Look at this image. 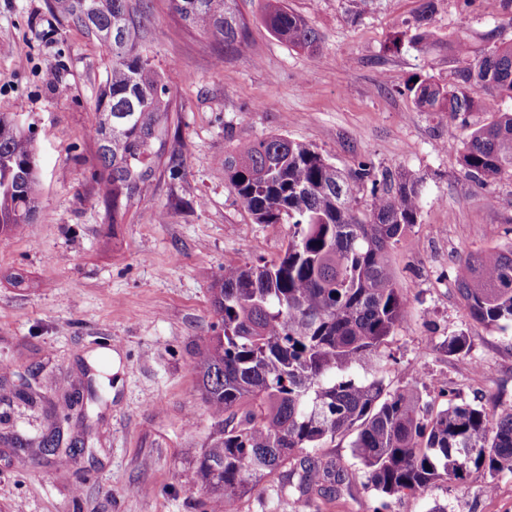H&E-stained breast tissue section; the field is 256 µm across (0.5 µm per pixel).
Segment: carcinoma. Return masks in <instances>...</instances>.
Listing matches in <instances>:
<instances>
[{
  "mask_svg": "<svg viewBox=\"0 0 512 512\" xmlns=\"http://www.w3.org/2000/svg\"><path fill=\"white\" fill-rule=\"evenodd\" d=\"M234 0H169L197 30L240 55L250 53ZM487 13L512 26V0H484ZM434 0H423L408 24L411 47L429 48ZM53 11L108 45L106 78L92 111L97 144L94 179L111 224H121L131 201L152 195L169 129L172 91L150 58L144 0H54ZM273 35L307 52L320 37L285 0H267ZM451 50L458 63L447 89L427 79L407 91L426 112H446L463 134L465 176L485 183L512 174V41L480 53L466 34ZM492 121L475 125L474 112ZM112 120V137L105 139ZM224 174L242 207L258 224L289 225L275 260L228 264L216 277L211 305L220 331L197 349L193 370L217 429L198 459L204 512H233L234 503L263 482L305 502L351 493L344 470L310 451L337 437L365 471L366 487L381 495L421 493L439 480H461L470 468L512 474V410L495 417L482 406L427 410L418 384L393 390L383 379L359 380L355 370L378 372L385 340L406 320L407 298L391 264L393 249L418 223L415 184L370 159L345 172L318 149L278 133L237 147L224 157ZM32 126L0 112V237L32 223L39 195ZM471 317L501 330L512 325V248L466 256L457 279ZM465 357L466 336L443 340ZM56 427L38 440L56 453Z\"/></svg>",
  "mask_w": 512,
  "mask_h": 512,
  "instance_id": "cac0c4a2",
  "label": "carcinoma"
}]
</instances>
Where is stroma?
<instances>
[{"label":"stroma","instance_id":"1","mask_svg":"<svg viewBox=\"0 0 512 512\" xmlns=\"http://www.w3.org/2000/svg\"><path fill=\"white\" fill-rule=\"evenodd\" d=\"M265 2L233 4L250 43L242 57L168 0H146L172 123L152 201L131 203L115 226L91 178L105 47L58 25L49 0H0V112L35 125L42 184L34 222L0 238V512H203L195 472L215 420L191 365L217 321L211 288L224 265L277 258L288 239L287 225L255 223L241 207L224 157L275 133L342 170L369 158L417 186L419 222L392 252L410 310L386 340L380 378L418 383L434 410L443 386L457 402L512 410V327L473 320L456 286L461 258L512 247V177L468 180L448 113L422 111L405 90L416 77L452 85L448 46L459 33L483 49L512 40V28L464 0H435V48L423 53L400 39L422 0H287L320 35L310 54L271 33ZM459 332L463 358L442 346ZM104 349L111 365L97 357ZM20 390L41 402L24 404ZM65 392L79 402L48 417L47 400ZM53 424L64 465L30 445ZM315 454L347 468L350 495L318 509L263 484L234 512H372L380 501L384 512H512L508 474L474 469L460 483L383 498L365 488L349 438Z\"/></svg>","mask_w":512,"mask_h":512}]
</instances>
